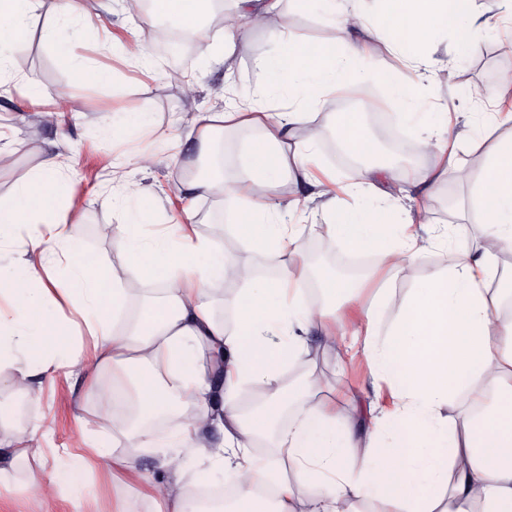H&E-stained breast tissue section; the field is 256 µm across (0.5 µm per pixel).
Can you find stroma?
Here are the masks:
<instances>
[{
	"instance_id": "obj_1",
	"label": "stroma",
	"mask_w": 512,
	"mask_h": 512,
	"mask_svg": "<svg viewBox=\"0 0 512 512\" xmlns=\"http://www.w3.org/2000/svg\"><path fill=\"white\" fill-rule=\"evenodd\" d=\"M68 2L45 0L30 22L28 36L21 43L0 46V55L11 60L10 76L0 91V127L10 141L9 154L0 157V195L37 165L43 153L52 151L60 154L66 166L68 191L79 204L75 217L81 224L83 247L102 256L112 270L121 269L123 249L112 239L101 237L98 228L109 224L117 229L131 223L142 207L150 213L149 223L140 227L145 234L162 224L185 222L189 210L194 212L201 234H211L213 225H225L217 245L252 267L257 278L272 279L288 271L296 277L298 288H305L308 279L301 275L298 265L302 259L314 271L340 274L339 261L351 251L340 243L325 241L316 232V225L325 223L326 217L315 186L287 180L272 191L274 200L298 203L288 222L299 239L301 256L287 259L282 267L267 265L260 253L229 230L231 217L223 197L190 199L182 190L189 162L196 153L195 141L187 137L190 116L197 112L218 116L225 111V99L240 101L260 94L265 76L257 62L279 47L272 24L251 28L228 62L217 51L223 32L214 30L202 45L189 47L183 57L184 79L175 82L168 78V57L157 51L147 35L151 25L166 24V17L151 20L146 14H134L125 0H82L81 18L62 29L60 36L75 44L91 66L110 71V82L96 85L77 80L43 37L45 28L67 11ZM282 7L288 19L285 35L298 40L329 37L320 0H306L302 5L283 0ZM474 8L486 19L487 26L480 31L474 47L457 42L453 33H445L448 52L439 56L434 66L433 96L426 106L437 112L468 113L470 131L475 134L482 131L492 112L512 105L511 99L497 95L501 71L512 69V15L492 0H475ZM133 40L150 55L152 67H141L126 58L123 48ZM62 95L74 99L76 110L62 113L55 122L40 120V113L53 111ZM363 104L366 111L361 118L369 123L371 139L366 161L386 164L402 176L417 177L430 159L420 153L413 125L400 113L386 83L372 84ZM135 110L151 113L155 133L113 137V121ZM374 110L390 116V132L370 124ZM258 136V131L251 129L215 128V152L226 161L228 172L244 166L249 144ZM456 158L458 172L445 177L434 193L423 199L433 225L420 235L419 243L424 247L421 255L389 272L379 270L376 261H369L361 273L352 277L358 288L351 302L338 304V311L383 300L378 330L386 332L412 288L431 272L452 265L453 247L443 236L444 226L464 224L469 245L479 243L482 226L466 206L470 186L484 165V155L469 146L458 150ZM126 181L142 183L149 189L142 204L118 206L109 202V194L118 192ZM309 372L330 384L328 399L337 416L355 419L358 433L369 428L371 408L390 404L388 395L376 393L362 356L339 357L317 334L310 337L302 359L287 367L286 377L291 380ZM0 402L11 405L12 420L17 425L38 418L48 421L49 440L58 452L49 459L47 469L59 479L52 503L38 502L29 492L16 489L0 493V512H72L67 480L71 462L66 451L96 430L90 421L97 407L94 394L77 377L60 372L46 381L42 394L24 398L4 388L0 390ZM83 481L96 494L95 501L85 504V512H113L120 503L130 505L133 512H152V503L141 496L139 487L113 482L107 465L96 466Z\"/></svg>"
}]
</instances>
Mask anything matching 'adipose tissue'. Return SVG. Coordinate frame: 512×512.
Returning <instances> with one entry per match:
<instances>
[{
	"label": "adipose tissue",
	"instance_id": "ef3b65f1",
	"mask_svg": "<svg viewBox=\"0 0 512 512\" xmlns=\"http://www.w3.org/2000/svg\"><path fill=\"white\" fill-rule=\"evenodd\" d=\"M235 2L219 48L226 58L247 25L279 17L282 0ZM382 2V10L368 16L357 9V0H327L328 39H288L262 59L263 97L231 102L223 114L227 125L261 131L245 167L230 177L217 164L209 176L186 183L194 196L223 194L234 231L270 263L299 246L288 225L275 223L278 205L269 191L286 177L307 179V151L321 138L310 123L326 96L379 80L367 63L369 39L383 40L413 70L414 79L389 84L395 104L412 118L437 34L451 30L470 42L480 26L474 0ZM41 7L42 0H0V43L21 39ZM300 130L305 140H297ZM480 145L485 162L469 195L484 228L478 250L457 249L448 271L432 273L414 288L384 340L376 338V302L353 330L364 339L373 381L387 382L397 398V411L386 420L387 446L373 435L357 436L353 420L336 419L327 401L316 397L317 378L283 377L288 364L306 354L311 330L345 350V321L330 303L344 298L351 283L324 278V304L307 306L290 293L289 276L256 280L250 267L192 224H175L150 237L129 225L123 236L126 266L122 275H110L98 255L77 246L62 162L50 152L0 196V239L20 224L36 229L13 264L0 268V295L10 301L9 309H0V387L28 395L58 369H78L98 397L101 428L137 436L140 447L155 449L163 476L135 470L127 455L93 438L84 439V452L75 454L77 466L88 470L105 462L116 477L142 483L167 512H204L193 494L198 473L186 462L190 455L232 478L233 512H264L262 487L273 489L275 512H357L363 502L371 503V512H512V317H501L500 293L487 286L498 253L512 247V134H485ZM415 187L382 165L360 167L344 195L320 186L321 206L332 215L320 233L373 254L381 265L415 258L414 238L398 243L391 236L394 226L425 221ZM347 195L372 197L377 207L352 208L343 201ZM61 264L69 272L64 282L51 276ZM45 275L52 279L47 288L41 284ZM144 279L161 282L160 295L124 321L126 284ZM217 279L241 285L231 299V330L214 313L209 285ZM50 307L69 309L67 325L78 338L65 359L52 350L31 356L32 326ZM107 371L108 382L102 379ZM248 386L266 394L250 416L240 413L238 403ZM464 387L471 390L470 411L455 428L441 409ZM169 412L179 419L178 431L156 438L145 422ZM287 412L291 425L277 429ZM215 432L221 442H212ZM268 434L287 456L292 477L252 460L251 448ZM46 439L43 424L15 426L0 403V491L11 488L13 463L26 461L41 498L54 500L58 484L45 471Z\"/></svg>",
	"mask_w": 512,
	"mask_h": 512
}]
</instances>
